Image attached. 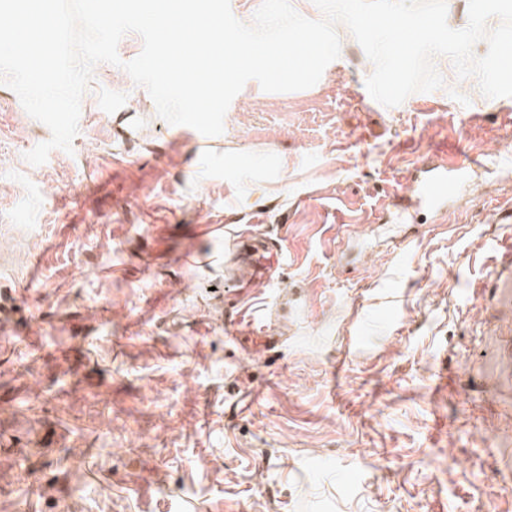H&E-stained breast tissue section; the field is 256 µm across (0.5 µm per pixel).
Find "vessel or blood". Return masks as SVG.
I'll list each match as a JSON object with an SVG mask.
<instances>
[{
  "label": "vessel or blood",
  "instance_id": "vessel-or-blood-1",
  "mask_svg": "<svg viewBox=\"0 0 512 512\" xmlns=\"http://www.w3.org/2000/svg\"><path fill=\"white\" fill-rule=\"evenodd\" d=\"M470 175L471 169L460 151L443 139L431 145L422 167L409 172L404 187L395 192L394 199L404 213L422 207L439 210L457 194ZM496 250V263L486 285L493 288L499 303L507 304L512 302V238L498 243ZM279 262L278 248L267 247L249 262L251 281L271 279Z\"/></svg>",
  "mask_w": 512,
  "mask_h": 512
}]
</instances>
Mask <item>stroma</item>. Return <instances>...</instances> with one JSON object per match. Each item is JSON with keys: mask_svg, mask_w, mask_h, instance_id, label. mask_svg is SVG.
Returning a JSON list of instances; mask_svg holds the SVG:
<instances>
[{"mask_svg": "<svg viewBox=\"0 0 512 512\" xmlns=\"http://www.w3.org/2000/svg\"><path fill=\"white\" fill-rule=\"evenodd\" d=\"M313 87L205 136L95 67L71 151L0 83V512H512V309L471 293L512 237V172L406 235L434 135L512 159L475 78L384 107L337 25ZM279 275L226 297L257 241Z\"/></svg>", "mask_w": 512, "mask_h": 512, "instance_id": "obj_1", "label": "stroma"}]
</instances>
